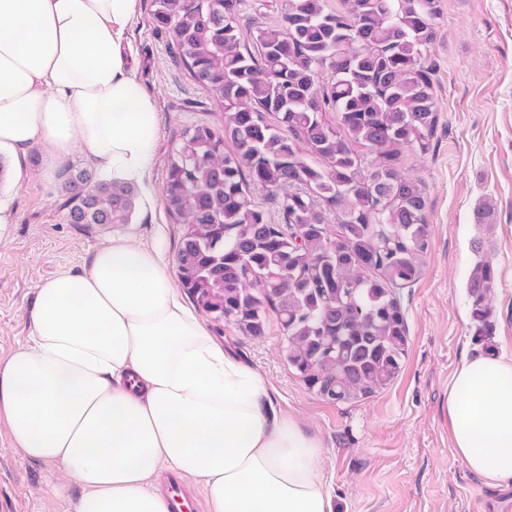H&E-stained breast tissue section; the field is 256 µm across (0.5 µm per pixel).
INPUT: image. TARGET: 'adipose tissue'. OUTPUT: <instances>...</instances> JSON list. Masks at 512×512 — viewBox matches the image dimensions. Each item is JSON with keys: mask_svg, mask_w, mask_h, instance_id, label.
<instances>
[{"mask_svg": "<svg viewBox=\"0 0 512 512\" xmlns=\"http://www.w3.org/2000/svg\"><path fill=\"white\" fill-rule=\"evenodd\" d=\"M137 0H0V156L79 152L96 179L146 185L159 135L132 73ZM31 343L0 365V424L76 487L71 512H169L163 472L200 481L207 512H332L319 439L277 414L270 384L210 335L158 250L116 240L39 289ZM446 416L473 474L512 485V361H463Z\"/></svg>", "mask_w": 512, "mask_h": 512, "instance_id": "obj_1", "label": "adipose tissue"}]
</instances>
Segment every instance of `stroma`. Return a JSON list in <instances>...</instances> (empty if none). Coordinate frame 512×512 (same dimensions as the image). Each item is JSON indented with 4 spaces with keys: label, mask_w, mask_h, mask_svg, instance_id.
<instances>
[{
    "label": "stroma",
    "mask_w": 512,
    "mask_h": 512,
    "mask_svg": "<svg viewBox=\"0 0 512 512\" xmlns=\"http://www.w3.org/2000/svg\"><path fill=\"white\" fill-rule=\"evenodd\" d=\"M437 5L428 62L439 123L430 153L406 150L399 161L425 191L430 246L421 277L401 290L409 345L398 377L359 402H330L289 366L276 315L256 337L230 322L207 324L271 384L276 409L318 437L332 512H512V493L497 497L454 454L442 410L464 357L494 349L512 358V0ZM283 9L284 0H241L242 39L279 25ZM127 37L134 73L157 106L153 201L136 203L125 224L69 223L63 170L84 167L83 155L61 160L46 179L40 149H29V176L10 189L11 222L0 234V362L28 344L39 287L82 270L100 247L134 240L176 267L183 227L165 209V160L186 127L217 123L219 110L156 30L150 0H138ZM486 263L494 284L479 300L469 280ZM479 303L489 309L482 325L473 315ZM60 480L54 467L24 458L0 426V512H69Z\"/></svg>",
    "instance_id": "35a3bbf8"
}]
</instances>
